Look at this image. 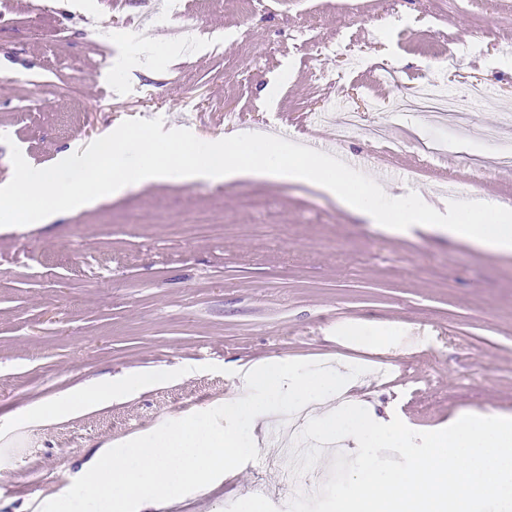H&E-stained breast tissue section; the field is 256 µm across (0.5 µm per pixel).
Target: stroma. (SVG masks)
Wrapping results in <instances>:
<instances>
[{
  "label": "stroma",
  "instance_id": "obj_1",
  "mask_svg": "<svg viewBox=\"0 0 512 512\" xmlns=\"http://www.w3.org/2000/svg\"><path fill=\"white\" fill-rule=\"evenodd\" d=\"M0 0V184L129 119L203 141L237 130L309 141L437 206L456 190L512 209V0ZM58 37L48 38V29ZM454 96L467 122L408 109ZM350 111L364 123L344 141ZM446 144L445 154L423 144ZM479 144L493 166H459ZM206 214L210 235L180 218ZM265 225L257 235L255 225ZM359 329L371 349L350 346ZM273 360L361 365L344 397L416 431L462 410L512 413V254L433 230L395 236L303 183L158 182L57 222L0 231V512H40L108 442L223 404L235 371ZM136 370L167 381L15 426L64 393ZM225 474L183 512H286L287 462Z\"/></svg>",
  "mask_w": 512,
  "mask_h": 512
}]
</instances>
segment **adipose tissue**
<instances>
[{
  "instance_id": "adipose-tissue-1",
  "label": "adipose tissue",
  "mask_w": 512,
  "mask_h": 512,
  "mask_svg": "<svg viewBox=\"0 0 512 512\" xmlns=\"http://www.w3.org/2000/svg\"><path fill=\"white\" fill-rule=\"evenodd\" d=\"M166 373H135L119 377L112 382L93 389L80 390L65 395L55 402L36 408L32 416L36 419H50L66 412H75L108 400L126 397L136 389H142L165 381Z\"/></svg>"
}]
</instances>
